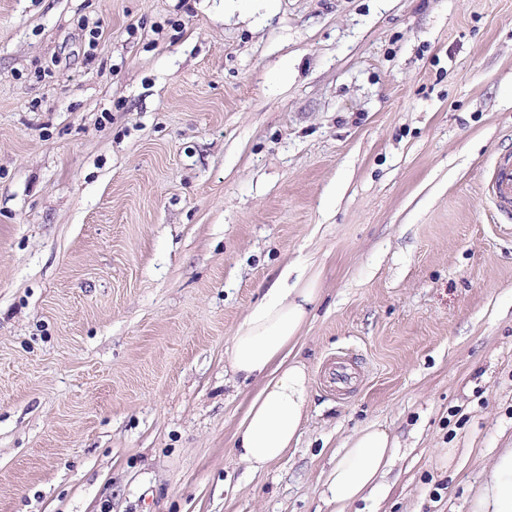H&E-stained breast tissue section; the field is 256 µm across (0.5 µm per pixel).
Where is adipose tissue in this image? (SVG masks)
<instances>
[{"mask_svg":"<svg viewBox=\"0 0 512 512\" xmlns=\"http://www.w3.org/2000/svg\"><path fill=\"white\" fill-rule=\"evenodd\" d=\"M284 266L261 300L248 312L224 351L233 378L262 381L234 435V452L258 474L297 441L307 417L310 377L306 364L292 358L299 336L320 298L318 274L292 276ZM394 442L379 425L350 437L328 475V492L339 512L377 488L389 467ZM476 512H512V448L492 466Z\"/></svg>","mask_w":512,"mask_h":512,"instance_id":"adipose-tissue-1","label":"adipose tissue"}]
</instances>
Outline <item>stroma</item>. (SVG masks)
<instances>
[{
    "instance_id": "1",
    "label": "stroma",
    "mask_w": 512,
    "mask_h": 512,
    "mask_svg": "<svg viewBox=\"0 0 512 512\" xmlns=\"http://www.w3.org/2000/svg\"><path fill=\"white\" fill-rule=\"evenodd\" d=\"M512 0H0V512H473L512 447ZM322 288L296 444L234 451L224 350ZM350 375L336 384V359ZM485 193L503 218H512V155L499 157L485 183ZM394 442L379 425L367 426L349 438L347 447L336 456L328 475V492L336 502V512L345 510L364 497L367 490L378 488V479L389 467Z\"/></svg>"
}]
</instances>
